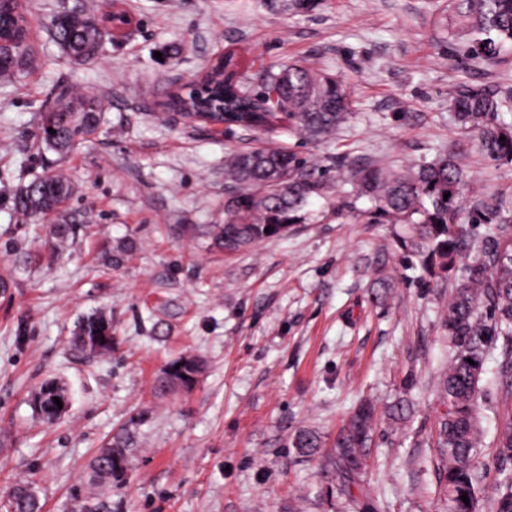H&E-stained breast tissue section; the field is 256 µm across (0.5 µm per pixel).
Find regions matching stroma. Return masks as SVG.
I'll use <instances>...</instances> for the list:
<instances>
[{
    "mask_svg": "<svg viewBox=\"0 0 512 512\" xmlns=\"http://www.w3.org/2000/svg\"><path fill=\"white\" fill-rule=\"evenodd\" d=\"M279 0H28L35 63L0 78V495L32 483L43 512H346L328 498L319 458L289 439L302 429L333 442L355 403L376 405L366 493L376 512H439L432 434L435 379L448 359L445 290L428 284L391 224L336 218L349 191L337 158L397 168L430 160L460 136L449 85L488 86L512 121V47L470 60L445 18L446 0H313L284 13ZM130 18L96 63L69 60L53 41L63 12ZM234 52L276 64L310 59L341 73L354 102L329 141L286 126L251 137L316 160L332 190L312 199L282 236L227 255L210 225L224 221V158L237 134L190 125L160 104L207 61ZM67 87L104 100L98 132L66 157L33 136L50 94ZM467 196L512 189V164L461 155ZM52 165L72 186L79 226L52 263L32 261L33 220L14 212L18 187ZM112 321V351L72 348L77 322ZM202 373L158 389L178 358ZM412 390H404L405 378ZM65 382L64 416L39 418L32 393ZM412 405L403 420L388 407ZM132 440L122 482L88 480L87 465L117 431Z\"/></svg>",
    "mask_w": 512,
    "mask_h": 512,
    "instance_id": "35a3bbf8",
    "label": "stroma"
}]
</instances>
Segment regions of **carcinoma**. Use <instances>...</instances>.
<instances>
[{
	"label": "carcinoma",
	"mask_w": 512,
	"mask_h": 512,
	"mask_svg": "<svg viewBox=\"0 0 512 512\" xmlns=\"http://www.w3.org/2000/svg\"><path fill=\"white\" fill-rule=\"evenodd\" d=\"M456 24L468 36L472 57L487 61L512 43V0H451ZM30 19L17 0H0V75H13L34 61L29 44ZM104 25L62 13L52 38L72 59L85 63L98 58ZM197 92L208 106L195 113L202 122L224 123V129L244 132L265 129L279 121L303 140L320 142L336 135L353 112V101L343 80L328 70L304 61H289L263 72L261 90H254L233 53L216 61ZM448 102L466 141L493 163H512V124L498 120L502 100L488 87L457 84L448 89ZM102 108L93 99L72 101L61 88L57 101L41 116L38 150L59 156L85 142L98 129ZM459 148H451L431 161L397 172L380 166H347L351 191L336 201V218L357 209L366 198L371 207L360 211L368 224H400L397 243L417 257L430 282L448 280L458 268L448 297L443 330L448 341V366L436 384L442 410L437 418L433 447L443 495L442 512H512V410L498 419L493 453L496 481L492 497L485 499L487 466L481 455L482 376L488 356H494L495 386L503 402H512V191L464 200V170L457 161ZM224 223L215 225L212 246L226 253L251 248L257 242L284 234L300 219L309 200L328 189L327 171L294 152L280 148L245 147L224 159ZM70 182L58 169L47 167L13 196L15 212L48 221L44 250L53 259L75 238L76 226L66 221L63 206L71 194ZM448 198H443V195ZM473 224L487 229L474 239ZM80 352H112V320L104 315L83 318L72 339ZM170 365L161 384L194 383L201 371L192 357ZM59 398L62 405L54 403ZM69 403L65 384L51 380L34 393L37 415L53 421ZM375 427V409L359 404L348 424L336 436L332 452L321 467L336 471L338 490L326 495L347 498L349 512H375L367 499L353 495L363 489L368 449ZM324 442L314 430L302 429L290 447L307 456L319 453ZM129 438L119 431L89 463V481L112 483L111 475L124 470ZM466 495L469 503L461 496ZM9 512H41L33 488L25 483L5 494Z\"/></svg>",
	"instance_id": "cac0c4a2"
}]
</instances>
